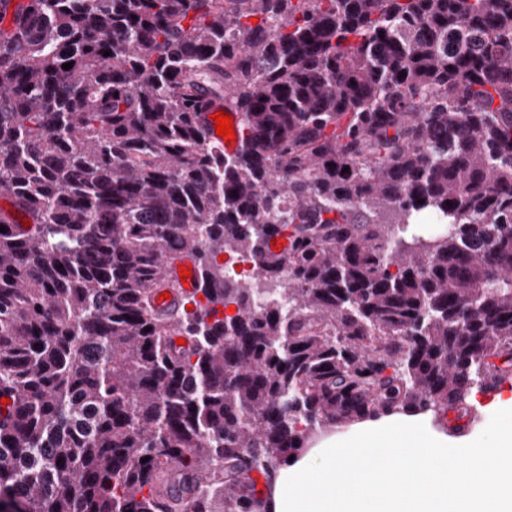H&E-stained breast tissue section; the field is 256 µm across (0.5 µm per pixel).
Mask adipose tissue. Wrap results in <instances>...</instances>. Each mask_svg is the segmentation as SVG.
<instances>
[{
    "label": "adipose tissue",
    "mask_w": 512,
    "mask_h": 512,
    "mask_svg": "<svg viewBox=\"0 0 512 512\" xmlns=\"http://www.w3.org/2000/svg\"><path fill=\"white\" fill-rule=\"evenodd\" d=\"M475 409L498 430L452 436L400 410L320 432L277 469L267 512H512V392Z\"/></svg>",
    "instance_id": "obj_1"
}]
</instances>
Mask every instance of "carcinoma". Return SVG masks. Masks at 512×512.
<instances>
[{"label":"carcinoma","mask_w":512,"mask_h":512,"mask_svg":"<svg viewBox=\"0 0 512 512\" xmlns=\"http://www.w3.org/2000/svg\"><path fill=\"white\" fill-rule=\"evenodd\" d=\"M0 195V512H265L318 432L512 378V0H26ZM218 111H224L223 105L219 102H213L206 112H200L199 119L207 130L208 140L210 143L216 145L227 153L234 152L239 145V114L237 112L225 111V114L233 116V126L236 134V139H234V142L227 143L224 138L216 134V129L214 127L215 122L211 118V115ZM224 265V281L233 283L247 281L252 272V262L250 259L241 256L234 255L224 262H220Z\"/></svg>","instance_id":"carcinoma-1"}]
</instances>
